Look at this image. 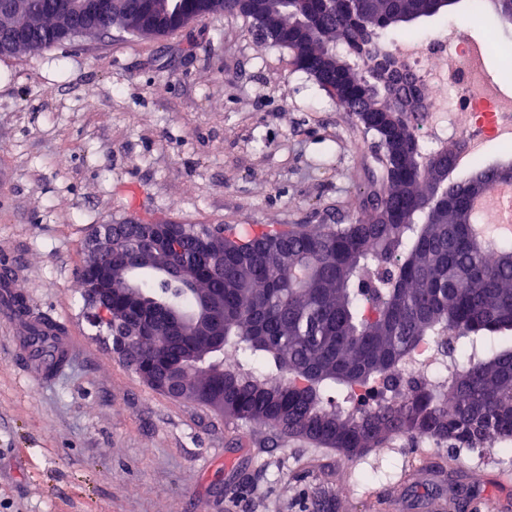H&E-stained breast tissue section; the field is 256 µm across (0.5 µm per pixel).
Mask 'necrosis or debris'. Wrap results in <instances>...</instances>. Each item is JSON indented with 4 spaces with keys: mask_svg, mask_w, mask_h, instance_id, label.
I'll use <instances>...</instances> for the list:
<instances>
[{
    "mask_svg": "<svg viewBox=\"0 0 512 512\" xmlns=\"http://www.w3.org/2000/svg\"><path fill=\"white\" fill-rule=\"evenodd\" d=\"M381 45L407 62L423 91L422 137L427 145L456 137L467 172L486 162L491 146L512 147V87L494 79L488 69L499 47L494 32L474 39L448 23L433 35L408 34L382 40ZM487 348L482 342L449 354L433 338L406 360L400 372L441 392L464 357L480 356Z\"/></svg>",
    "mask_w": 512,
    "mask_h": 512,
    "instance_id": "obj_1",
    "label": "necrosis or debris"
}]
</instances>
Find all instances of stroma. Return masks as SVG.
Masks as SVG:
<instances>
[{
    "instance_id": "obj_1",
    "label": "stroma",
    "mask_w": 512,
    "mask_h": 512,
    "mask_svg": "<svg viewBox=\"0 0 512 512\" xmlns=\"http://www.w3.org/2000/svg\"><path fill=\"white\" fill-rule=\"evenodd\" d=\"M364 134L287 49L226 13L0 55V264L76 352L29 382L0 317V512H512V465L391 436L347 457L152 388L88 320L101 224H349Z\"/></svg>"
}]
</instances>
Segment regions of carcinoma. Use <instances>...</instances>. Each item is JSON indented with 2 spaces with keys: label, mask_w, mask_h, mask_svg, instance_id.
<instances>
[{
  "label": "carcinoma",
  "mask_w": 512,
  "mask_h": 512,
  "mask_svg": "<svg viewBox=\"0 0 512 512\" xmlns=\"http://www.w3.org/2000/svg\"><path fill=\"white\" fill-rule=\"evenodd\" d=\"M142 0H124L103 22V32L135 34ZM56 0H19L0 12V36L28 26L31 53L73 38L52 29ZM442 14L439 0H307L289 13L268 8L273 44L291 51V64L312 76L347 112L388 147V163L372 174L351 224H184L175 260L197 266L198 281L183 283L163 268L145 265L136 243L112 248L115 283L112 342L122 339L136 373L162 379L181 374L177 398L207 402L245 423L274 426L319 441L352 457L397 433L427 436L451 448L479 450L512 441V248H492L475 232L474 196L488 194L500 167H479L448 183L434 207H422L445 178L441 165L420 166L411 153L430 151L418 135L421 115L409 101L413 85L387 89L370 78L377 37ZM224 245V267L203 263L196 237ZM206 295L224 296V337L200 336L193 312ZM173 310L185 320L172 333L152 317ZM461 349L481 338L495 346L467 361L436 393L414 384L399 401L367 411L343 408L330 393H347L374 379L394 384L407 355L430 337ZM238 347L263 372L204 362L219 340Z\"/></svg>",
  "instance_id": "carcinoma-1"
}]
</instances>
